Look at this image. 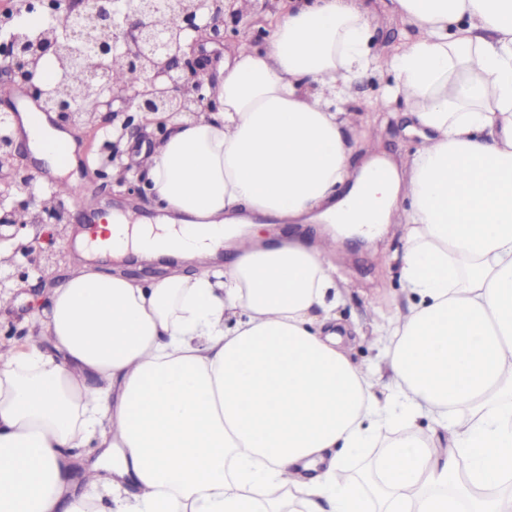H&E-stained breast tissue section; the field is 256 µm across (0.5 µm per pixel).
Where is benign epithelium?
<instances>
[{
	"instance_id": "1",
	"label": "benign epithelium",
	"mask_w": 512,
	"mask_h": 512,
	"mask_svg": "<svg viewBox=\"0 0 512 512\" xmlns=\"http://www.w3.org/2000/svg\"><path fill=\"white\" fill-rule=\"evenodd\" d=\"M237 0H19L0 13L14 34L0 43L10 78L24 86L47 112L92 124L108 102L120 101L112 117L134 110L167 117L199 115L213 108L204 89L210 83L205 57L196 35L224 39L226 22L239 25L243 14ZM37 13L46 27L31 40L16 19ZM81 53L71 63L82 72L81 90L65 81L54 90L38 78L47 54L60 62L71 51ZM125 69L130 79L122 87L111 83L109 66ZM103 95L86 113L76 103L78 92Z\"/></svg>"
}]
</instances>
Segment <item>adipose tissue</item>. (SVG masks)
I'll use <instances>...</instances> for the list:
<instances>
[{"mask_svg": "<svg viewBox=\"0 0 512 512\" xmlns=\"http://www.w3.org/2000/svg\"><path fill=\"white\" fill-rule=\"evenodd\" d=\"M390 12L413 35L381 57L369 0H288L214 66L215 111L139 155L162 223L98 231L177 264L149 284L78 264L0 344V512H512V0ZM373 66L393 75L374 108L420 137L400 167L352 163ZM22 124L49 162L74 142ZM385 224L408 306L375 329L380 373L352 357L333 258Z\"/></svg>", "mask_w": 512, "mask_h": 512, "instance_id": "obj_1", "label": "adipose tissue"}]
</instances>
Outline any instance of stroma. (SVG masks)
<instances>
[{
  "label": "stroma",
  "mask_w": 512,
  "mask_h": 512,
  "mask_svg": "<svg viewBox=\"0 0 512 512\" xmlns=\"http://www.w3.org/2000/svg\"><path fill=\"white\" fill-rule=\"evenodd\" d=\"M372 28L373 47L381 53L405 43L412 35L402 21L387 12L382 0L375 4ZM64 127L81 147L79 165L69 175L86 183L87 195L99 199L109 210L132 208L148 219H156L137 172L122 159L112 158L111 152L116 144L136 148L145 141H158L161 131L142 129L123 136L109 126L94 133L69 121ZM419 141L404 112L385 114L377 124L375 154L398 161L411 155ZM50 172V167L34 157L27 137L15 134L13 159L0 168V216L12 211L26 192L44 196L51 188ZM22 178L27 181L23 189L18 186ZM64 206L66 219L61 224L46 222L44 213L32 210L24 225H0V254L6 261L0 266V294L9 297L7 306L0 309L1 339L23 341L33 314L46 305L50 286L62 282L78 258L70 239L77 227L87 225V215L73 201H65ZM35 239L40 240L41 249L32 253L28 246ZM403 245L401 236L391 229L372 243L357 238L345 244L336 272L355 291L338 309L344 321L364 328L375 320L377 311L405 308L406 297L397 274Z\"/></svg>",
  "instance_id": "obj_1"
}]
</instances>
